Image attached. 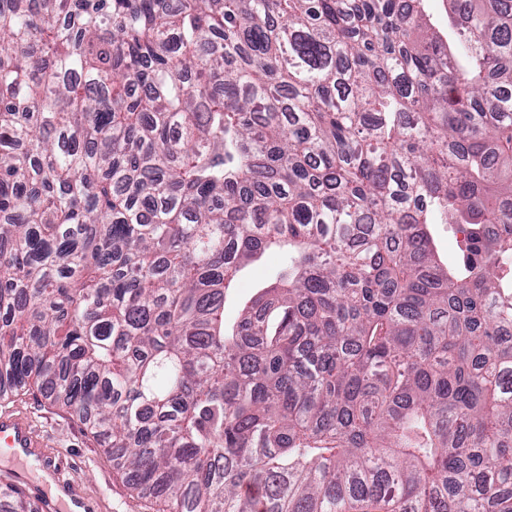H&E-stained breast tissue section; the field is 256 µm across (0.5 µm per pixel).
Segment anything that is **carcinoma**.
Here are the masks:
<instances>
[{
    "mask_svg": "<svg viewBox=\"0 0 512 512\" xmlns=\"http://www.w3.org/2000/svg\"><path fill=\"white\" fill-rule=\"evenodd\" d=\"M422 2L0 0V398L159 512H512V0ZM282 262V255L270 252L260 261L244 269L224 307V319L227 323L231 324L235 321L239 306L244 301L273 281L274 272L282 265Z\"/></svg>",
    "mask_w": 512,
    "mask_h": 512,
    "instance_id": "obj_1",
    "label": "carcinoma"
}]
</instances>
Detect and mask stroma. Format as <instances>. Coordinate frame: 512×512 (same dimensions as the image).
<instances>
[{"label": "stroma", "instance_id": "stroma-1", "mask_svg": "<svg viewBox=\"0 0 512 512\" xmlns=\"http://www.w3.org/2000/svg\"><path fill=\"white\" fill-rule=\"evenodd\" d=\"M282 262L280 254L271 252L244 269L225 304L226 322H234L240 305L272 282ZM5 410L23 412L31 419L45 453L68 463L67 479L93 512H156L154 501L131 492L121 473L113 468L111 456L99 447L75 413L34 387L0 399V412Z\"/></svg>", "mask_w": 512, "mask_h": 512}]
</instances>
